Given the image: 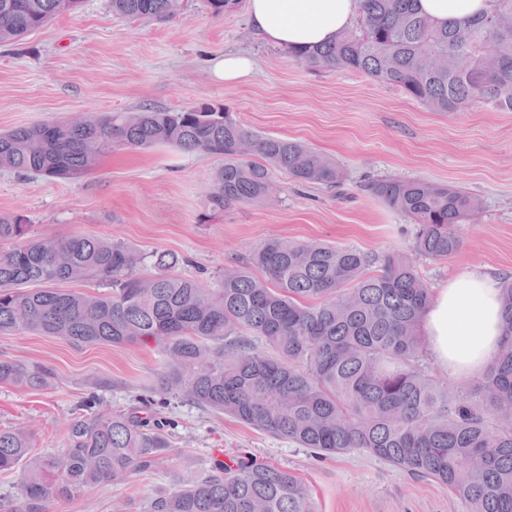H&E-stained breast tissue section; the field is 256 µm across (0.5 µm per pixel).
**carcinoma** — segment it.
Segmentation results:
<instances>
[{
	"label": "carcinoma",
	"instance_id": "obj_1",
	"mask_svg": "<svg viewBox=\"0 0 512 512\" xmlns=\"http://www.w3.org/2000/svg\"><path fill=\"white\" fill-rule=\"evenodd\" d=\"M184 0H110L122 18L164 22ZM82 0H0V43L21 39ZM243 0H206L214 17ZM488 14L437 26L416 0H359L352 28L286 54L309 67L344 68L395 86L438 112L468 103L512 112V34ZM175 147L218 155L207 201L215 211L275 197L284 171L333 186L344 172L310 147L263 136L208 106L77 114L0 133V168L77 180L117 147ZM374 193L417 225L415 254L448 258L479 198L420 180H382ZM0 332H37L76 346L154 344L163 356L159 392L251 425L318 456L359 450L414 476L434 479L465 512H512V281L501 291V341L467 387L431 374L421 322L432 302L414 259L349 247L270 240L209 289L169 273L178 259L122 242L73 235L28 236L0 215ZM154 273H141L145 261ZM100 280L106 294L57 288ZM51 371L0 359V384L32 389ZM176 421L155 397L109 410L96 395L67 425L59 456L33 457L30 437L0 428V512H50L84 488L151 469L172 448ZM148 512H317L294 474L256 459H215L195 482L153 498Z\"/></svg>",
	"mask_w": 512,
	"mask_h": 512
}]
</instances>
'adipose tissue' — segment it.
Segmentation results:
<instances>
[{
    "label": "adipose tissue",
    "instance_id": "ef3b65f1",
    "mask_svg": "<svg viewBox=\"0 0 512 512\" xmlns=\"http://www.w3.org/2000/svg\"><path fill=\"white\" fill-rule=\"evenodd\" d=\"M435 25L489 13L494 0H418ZM255 34L281 48L330 42L351 28L358 0H247ZM501 305L496 281L480 272L453 277L440 288L423 317L431 352L459 375L486 370L500 341Z\"/></svg>",
    "mask_w": 512,
    "mask_h": 512
}]
</instances>
